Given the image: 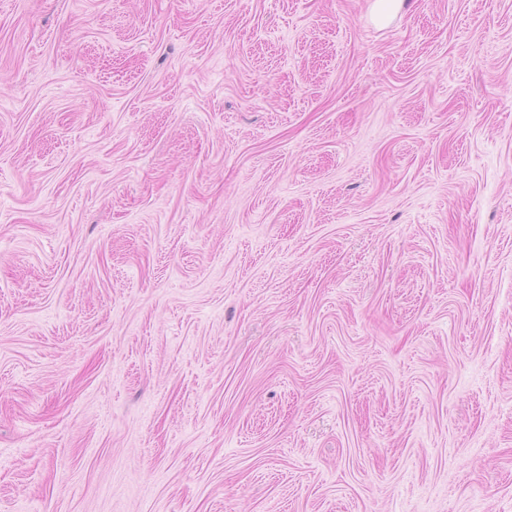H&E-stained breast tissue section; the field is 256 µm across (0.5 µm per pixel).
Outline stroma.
Returning <instances> with one entry per match:
<instances>
[{"label":"stroma","mask_w":512,"mask_h":512,"mask_svg":"<svg viewBox=\"0 0 512 512\" xmlns=\"http://www.w3.org/2000/svg\"><path fill=\"white\" fill-rule=\"evenodd\" d=\"M0 0V512H512V0Z\"/></svg>","instance_id":"stroma-1"}]
</instances>
